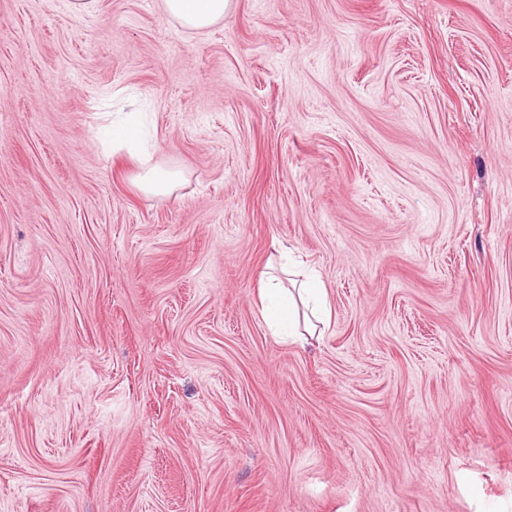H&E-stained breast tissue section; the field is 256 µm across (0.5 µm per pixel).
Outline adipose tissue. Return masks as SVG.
Masks as SVG:
<instances>
[{
  "label": "adipose tissue",
  "mask_w": 512,
  "mask_h": 512,
  "mask_svg": "<svg viewBox=\"0 0 512 512\" xmlns=\"http://www.w3.org/2000/svg\"><path fill=\"white\" fill-rule=\"evenodd\" d=\"M230 0H160V9L183 27L201 32L223 21ZM305 295L315 308H323L325 290L318 278L302 282L298 291H290L281 282L262 280L260 299L264 318L270 329L279 336H293L297 324L296 295Z\"/></svg>",
  "instance_id": "1"
}]
</instances>
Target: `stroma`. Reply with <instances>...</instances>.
<instances>
[{
	"label": "stroma",
	"instance_id": "35a3bbf8",
	"mask_svg": "<svg viewBox=\"0 0 512 512\" xmlns=\"http://www.w3.org/2000/svg\"><path fill=\"white\" fill-rule=\"evenodd\" d=\"M0 512H512V0H0ZM230 0H161L160 9L183 27L201 32L223 21ZM179 181V173L159 167L148 168L138 176L139 188L156 195H165L172 192ZM260 299L269 328L277 336H297L296 301L291 291L280 281L267 278L261 281Z\"/></svg>",
	"mask_w": 512,
	"mask_h": 512
}]
</instances>
